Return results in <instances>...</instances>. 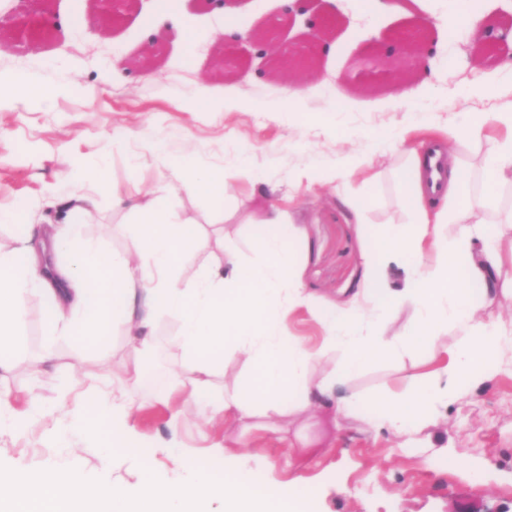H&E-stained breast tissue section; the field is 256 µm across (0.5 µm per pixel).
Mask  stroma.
Segmentation results:
<instances>
[{
	"mask_svg": "<svg viewBox=\"0 0 512 512\" xmlns=\"http://www.w3.org/2000/svg\"><path fill=\"white\" fill-rule=\"evenodd\" d=\"M178 6L196 34L189 55L177 29L156 28L155 0H138L103 29L93 0H52L50 11L63 15L65 26L51 38L0 49V73L36 69L49 81L80 80L87 87L56 99L48 111L36 104L0 107V210L49 190L63 197L84 191L76 166L106 165L107 185L95 189L97 204L82 230L121 252L144 227L130 213L113 209V193L141 196L172 157L189 156L202 167L242 166L257 181L232 182L220 201L175 196V209L206 231L224 228L230 248L246 260L259 259V244L253 227L239 223L234 212L258 213L272 202L292 210L301 230L294 249L302 288L318 307H342L368 282L367 256L376 231L409 220L398 180L409 163L406 146L461 125L474 112L487 119V137L497 135L494 113L512 109V72L503 68L512 60V42L490 46L456 27L450 0H395L383 13L366 0H319L315 12L334 10L336 23L325 31L311 69L300 74L276 69L259 54L220 68L226 54L218 39L223 16L204 0H179ZM236 6L234 23L245 35L280 17V0H237ZM421 20L428 23L427 45L441 61L453 62V70L430 79L415 60L399 81L361 77L376 47ZM116 54L125 62L120 74L108 71ZM295 80L321 86L300 112L289 110L283 94ZM201 86L247 106L186 111L184 100ZM406 87L419 91L413 103L397 100ZM118 132L123 141L116 147L112 138ZM25 308L13 365L0 374V385L10 389L14 408H24L35 395L49 412L24 432H0V464L9 469H73L89 479L122 481L134 494L143 463H152L164 484L176 486L194 462L205 461L213 473L241 466L270 489L287 488L301 512H512V362H502L490 383L445 408L447 422L440 427L377 433L360 418L337 423L315 414L281 422L276 432L246 435L217 422L209 440L201 441L190 426L194 403L161 400L182 369L174 346L178 322L165 318L157 324L142 381L131 391L140 406L133 448L107 461L95 435L75 440L69 449L49 434L64 407L63 383H74L86 401L95 399L96 387L122 384L134 364L125 336L106 334L97 349L83 351L46 336L40 295H28ZM49 345L57 364L45 369L38 357ZM413 363L410 357L375 358L351 385L382 395L406 385ZM177 411L186 424L174 429L170 417ZM176 436L190 447L189 459L166 454ZM305 442L311 449L299 467H287L289 449Z\"/></svg>",
	"mask_w": 512,
	"mask_h": 512,
	"instance_id": "stroma-1",
	"label": "stroma"
}]
</instances>
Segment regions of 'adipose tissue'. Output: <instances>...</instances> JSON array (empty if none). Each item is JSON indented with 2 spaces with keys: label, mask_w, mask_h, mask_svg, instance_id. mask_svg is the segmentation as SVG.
<instances>
[{
  "label": "adipose tissue",
  "mask_w": 512,
  "mask_h": 512,
  "mask_svg": "<svg viewBox=\"0 0 512 512\" xmlns=\"http://www.w3.org/2000/svg\"><path fill=\"white\" fill-rule=\"evenodd\" d=\"M71 84H53L38 71L19 69L0 75V94L15 106L36 102L51 107ZM498 122L509 134L490 142L479 188L450 162L437 143L412 151L402 173L412 221L380 231L368 258L371 284L350 309L322 313L324 334L312 346L294 336L288 321L312 300L295 272L292 241L299 230L278 207H271L256 228L262 256L213 261L192 278L180 267L190 250L212 242L196 222L177 214L173 195L220 199L231 178L249 177L236 167H199L190 159H169L148 200L113 196V207L138 216L147 230L134 241L131 254L108 251L84 240L80 226L95 206L91 195L32 201L1 222L34 226L52 208L56 228L33 241L25 234L0 241V370L9 369L16 329L24 321V300L37 292L45 300L43 324L50 335L85 346L118 330L131 352L146 360L157 322L176 318L174 345L184 370L174 395L192 400L208 421L231 424L260 416L299 418L316 409L341 421L371 407L372 430H398L409 423L434 425L439 407L453 403L465 389L494 378L502 353L512 347V320L489 314L501 291V243L512 244V215L499 225L485 224L484 211L497 206L499 189L512 184V111ZM68 254L62 267L54 258ZM413 311L404 331L381 326L401 309ZM377 355L418 356L406 388L378 402L345 384ZM244 371L232 382L214 376L225 363ZM125 387L103 400L73 403L53 432L60 445L85 431L102 440L105 456L121 455L123 434L131 432L135 408Z\"/></svg>",
  "instance_id": "obj_1"
}]
</instances>
